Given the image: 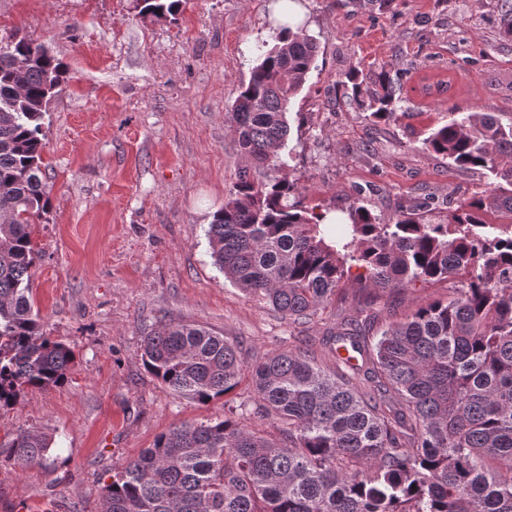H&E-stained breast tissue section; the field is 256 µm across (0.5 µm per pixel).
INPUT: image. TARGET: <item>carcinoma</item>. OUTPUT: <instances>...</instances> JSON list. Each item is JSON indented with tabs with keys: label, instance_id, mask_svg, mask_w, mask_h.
<instances>
[{
	"label": "carcinoma",
	"instance_id": "cac0c4a2",
	"mask_svg": "<svg viewBox=\"0 0 512 512\" xmlns=\"http://www.w3.org/2000/svg\"><path fill=\"white\" fill-rule=\"evenodd\" d=\"M180 0H135L138 13L173 15ZM317 43L289 19L279 42L251 69L231 109L240 151L256 168L281 170L290 129L286 105L317 58ZM351 99L377 119L398 100L387 71ZM62 82L41 44L0 39V408L29 388L68 379L73 353L47 336L30 298L36 249L32 221L46 213L42 120ZM463 169L486 170L497 187L425 223L404 212L381 224L364 206L332 237L326 213L288 202V176L257 181L240 172L207 235L216 264L244 292L295 326L350 286L374 297L414 282L455 280L452 296L388 323L368 344L375 315L345 316L325 371L305 337L282 352L247 359L196 324L161 322L141 343L148 372L172 393L207 404L250 376L256 413L279 437L244 424L245 405L224 418L182 424L157 437L103 488L101 512H512V224H488L494 208L512 219V123L494 112L452 118L425 139ZM357 267L362 273L351 276ZM51 442L19 431L0 465L24 470Z\"/></svg>",
	"mask_w": 512,
	"mask_h": 512
}]
</instances>
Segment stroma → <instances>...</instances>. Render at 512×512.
I'll list each match as a JSON object with an SVG mask.
<instances>
[{"label":"stroma","mask_w":512,"mask_h":512,"mask_svg":"<svg viewBox=\"0 0 512 512\" xmlns=\"http://www.w3.org/2000/svg\"><path fill=\"white\" fill-rule=\"evenodd\" d=\"M503 0H300L319 44L316 67L290 99L280 155L297 200L322 211L368 208L394 223L424 196L449 204L494 189L424 140L450 110L512 122V41ZM277 0H181L177 16L141 15L132 0H0V38L44 44L66 73L42 127L50 206L36 219L31 297L48 333L68 345L67 382L29 389L0 409V448L18 431L52 438L26 470L0 466V512H100L99 496L125 464L184 423L224 416L172 394L142 365L143 336L159 320L221 334L245 357L311 336L325 365L337 313L366 296L322 307L306 329L246 296L215 263L207 229L242 168L231 106L279 33ZM389 71L403 87L396 115L372 121L348 102L347 73ZM451 82L419 91L425 74ZM449 294L416 284L376 301L377 324L404 320Z\"/></svg>","instance_id":"35a3bbf8"}]
</instances>
